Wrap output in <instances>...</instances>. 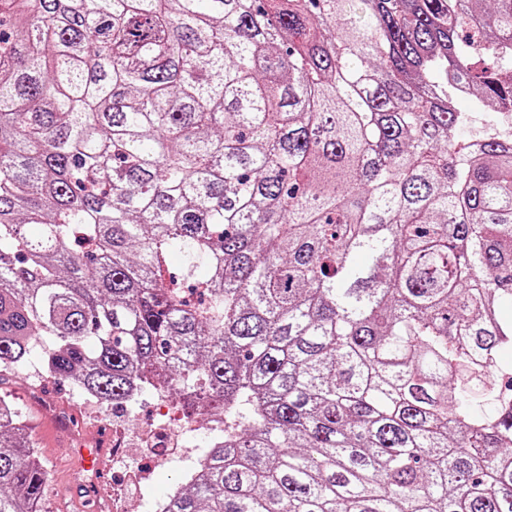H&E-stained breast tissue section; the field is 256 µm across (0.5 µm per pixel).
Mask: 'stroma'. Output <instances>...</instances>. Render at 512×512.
I'll use <instances>...</instances> for the list:
<instances>
[{"instance_id":"stroma-1","label":"stroma","mask_w":512,"mask_h":512,"mask_svg":"<svg viewBox=\"0 0 512 512\" xmlns=\"http://www.w3.org/2000/svg\"><path fill=\"white\" fill-rule=\"evenodd\" d=\"M458 111L467 113L468 124L461 134L469 139L472 134L494 127L500 132L512 130V122L495 116L492 107L477 102L473 97L457 98ZM0 395L8 397L26 417L32 441L41 453V462L48 482L42 501V512H100L99 500L82 495L81 508L70 503L69 487L78 480L77 470L70 455L74 448H108L112 435L126 430L130 445L127 469L106 476L107 493L120 500H129L130 512H141L137 499L138 488L131 478L142 468H151L153 496H162L189 473L191 461H177L164 466H153L151 458L135 448V433L131 428L139 422H149L155 412L156 401L151 393H144L136 404L123 409L96 411L65 382L46 381L35 384L27 372L0 374Z\"/></svg>"}]
</instances>
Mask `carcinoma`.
<instances>
[{
    "instance_id": "1",
    "label": "carcinoma",
    "mask_w": 512,
    "mask_h": 512,
    "mask_svg": "<svg viewBox=\"0 0 512 512\" xmlns=\"http://www.w3.org/2000/svg\"><path fill=\"white\" fill-rule=\"evenodd\" d=\"M462 88L512 112V0H0V372L207 404L166 512H512V136L457 148ZM45 487L0 397V512Z\"/></svg>"
}]
</instances>
